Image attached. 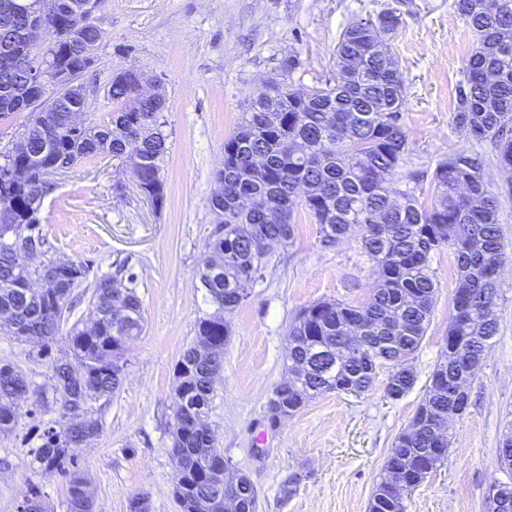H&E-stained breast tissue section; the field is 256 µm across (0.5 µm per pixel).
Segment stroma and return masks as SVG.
Instances as JSON below:
<instances>
[{
	"label": "stroma",
	"instance_id": "obj_1",
	"mask_svg": "<svg viewBox=\"0 0 512 512\" xmlns=\"http://www.w3.org/2000/svg\"><path fill=\"white\" fill-rule=\"evenodd\" d=\"M454 0H107L94 22L104 36L95 75L86 79V122L107 123L115 109L105 89L113 74L140 69L166 100L169 134L161 161L165 202L155 209L111 158H89L54 174L42 204L44 232L55 257L84 261L91 278L126 266L136 277L145 325L123 354L124 380L96 403L99 436L73 453L87 471L93 512H129L144 495L149 512H177L169 448L175 363L195 337L207 305L197 271L213 230L208 202L224 140L254 92L280 78L279 64L297 52L288 82L310 90L331 77L343 28L357 18L399 10L402 24L386 36L405 84L404 117L416 160L436 164L466 144L452 125L455 87L475 46ZM292 245L273 247L264 277L231 316L232 335L215 384L211 422L216 445L235 470L248 475L257 512H368L395 436L421 403L448 332L457 286L454 257L435 253L439 288L427 333L411 365L413 389L392 400L387 369L355 396L325 392L309 399L276 429L265 405L286 376L288 324L320 300H364L375 275L354 239L322 248L304 207L294 211ZM499 331L469 384V406L453 421L447 463L408 496L406 512H488L486 493L512 482L497 450L512 431V269L499 287ZM22 371L46 393L20 406L13 431L0 434V512H18L39 488L47 512H67L65 484L33 461L42 430L59 418L50 397L48 359L35 342L0 332V364ZM298 474L291 497L282 481Z\"/></svg>",
	"mask_w": 512,
	"mask_h": 512
}]
</instances>
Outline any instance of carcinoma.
<instances>
[{"label": "carcinoma", "instance_id": "1", "mask_svg": "<svg viewBox=\"0 0 512 512\" xmlns=\"http://www.w3.org/2000/svg\"><path fill=\"white\" fill-rule=\"evenodd\" d=\"M458 15L472 32L476 47L466 61L464 80L456 86L452 122L468 141L490 148L497 171L512 187V0H454ZM399 29L400 15L386 11L357 18L336 43V77L300 95L283 82L259 88L237 128L224 141V161L217 171L224 200L209 202L216 218L212 260L221 263L215 282L197 276L205 302L213 308L200 316L195 339L175 365L178 400L173 404L171 441L179 481L174 497L179 512H224V495L214 487L215 468L224 460L209 421L214 376L224 367V337L231 335L226 316L248 298L263 279L262 243L291 244L293 214L304 206L318 226L320 242L332 247L355 237L377 274L363 302L323 300L296 315L288 327V355L307 365L288 384V396L269 399L266 421L276 426L283 411L294 415L307 400L327 392L363 393L376 371L389 369L386 397L397 400L413 389L409 365L426 335L438 283L431 268L433 252L454 254L458 286L445 336V350L435 365L422 402L409 428L393 441L369 502V512H406L405 498L448 462L454 408L452 389L459 372L448 354L463 347L465 362L479 365L498 332V285L508 256L499 223L501 197L490 188L485 159L459 151L439 162L431 185L435 202L419 203L414 186L423 172L413 166V149L404 120V80L398 64L389 67L376 51L383 37L377 22ZM22 15L0 14V50L13 43ZM53 57L67 70L86 62L61 41L50 40L26 55L24 68H0V115L14 107L16 95L50 106L55 97L28 88L27 69ZM137 77L118 72L108 86L116 104L110 125L89 124L61 130L66 113L47 112L30 130L22 148L3 155L1 167L26 170L23 182L4 187L10 205L0 210V331L18 340L36 341L49 359L54 398L61 420L40 434L35 449L40 467L66 480L67 512H91L89 481L72 448L101 432L92 403L116 391L126 339L141 335L142 301L130 273L122 283L102 276L92 283L89 320L75 321L62 332L64 312L73 290L88 278L83 261L53 258L28 268V245L46 246L41 224L45 182L60 164L73 168L88 157H110L125 164L134 149L137 186L148 198L164 203L160 162L167 150L161 113L165 106L136 97ZM404 184L401 201L392 186ZM53 276L55 287L42 292L26 286L30 277ZM66 335L68 350L53 353L57 337ZM43 399L13 365L0 364V433L12 430L19 401ZM235 512H257L251 482L244 483Z\"/></svg>", "mask_w": 512, "mask_h": 512}]
</instances>
